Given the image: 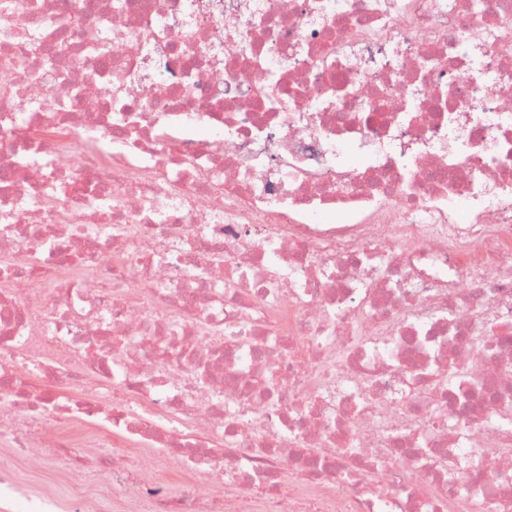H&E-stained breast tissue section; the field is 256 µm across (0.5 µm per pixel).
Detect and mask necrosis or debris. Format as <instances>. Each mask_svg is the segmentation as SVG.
I'll use <instances>...</instances> for the list:
<instances>
[{
    "label": "necrosis or debris",
    "instance_id": "4bbe7bcc",
    "mask_svg": "<svg viewBox=\"0 0 512 512\" xmlns=\"http://www.w3.org/2000/svg\"><path fill=\"white\" fill-rule=\"evenodd\" d=\"M473 2L0 0V447L119 512H512V0Z\"/></svg>",
    "mask_w": 512,
    "mask_h": 512
}]
</instances>
